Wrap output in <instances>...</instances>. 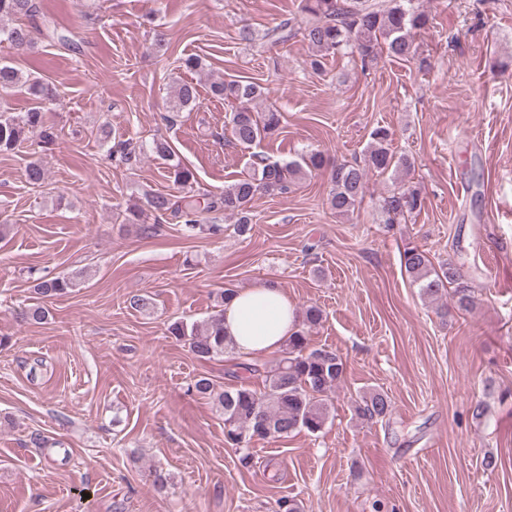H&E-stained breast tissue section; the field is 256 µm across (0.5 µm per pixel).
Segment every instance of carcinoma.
<instances>
[{"label": "carcinoma", "instance_id": "1", "mask_svg": "<svg viewBox=\"0 0 512 512\" xmlns=\"http://www.w3.org/2000/svg\"><path fill=\"white\" fill-rule=\"evenodd\" d=\"M35 12L34 0H0V20L31 17ZM428 22V13L416 6L414 0H300L298 12L268 29L265 38L277 44L301 35L312 50L309 67L319 73L326 58L347 50L357 54L364 66L377 62L379 50L383 48L390 57L413 60L416 56L414 34L425 29ZM0 33L18 48L33 43V31L24 24L3 28ZM22 89L32 96L34 104L27 111L15 114L6 107L7 97ZM211 91L237 103L225 116L224 129L238 144L250 148L280 133L282 113L274 106L260 111L255 108V102L264 96L261 85L224 80L212 83ZM56 98L52 86L15 65L1 62L0 152L12 151L32 137L45 149L55 145L58 129L48 122L46 110ZM197 104L196 86L182 82L176 86L168 111L181 112ZM392 142L391 130L378 126L370 133L363 159L332 166L328 203L334 213L347 215L362 203L369 174H396L411 168L410 159L396 154ZM152 152L170 161L173 183L185 193L178 197L169 193L151 194L147 197V206L158 217L170 212L182 219L184 230L190 234L222 231L221 226L207 223L206 217L208 213L222 211L237 216L236 230L244 235L251 230V202L255 196L286 194L303 174L327 166L320 152H310L301 160L288 163L254 153L250 173L225 186L220 195L200 196L187 191L194 182V174L175 159L167 140L153 139ZM142 154L143 147L130 139L119 140L110 149L112 161L119 166L138 164ZM380 207L386 224L391 226L420 212L424 198L418 188L401 180L387 191ZM402 265L423 297L439 301L452 285L456 307L465 311L472 308V290L455 264L446 262L436 266L424 250L408 245L402 254ZM35 282L38 294L44 298L60 297L77 286L76 278L70 276L37 277ZM47 315L46 307L34 304L22 310L19 318L23 322L40 323ZM322 317V310L317 306L306 308L298 316L296 331L265 375L264 390L257 391L242 384L217 392L206 377L196 379L188 387L192 394L214 399L224 415V441L242 452V466L251 463L249 444L255 437L261 440L286 438L301 431L316 434L324 428L328 419V394L337 387L345 367L336 352L310 347L308 330L319 324ZM168 331L176 340L187 343L200 359L210 360L230 349L224 338L221 311L201 322L175 321ZM355 413L360 418L379 421L391 415L392 406L386 394L368 392L357 401Z\"/></svg>", "mask_w": 512, "mask_h": 512}]
</instances>
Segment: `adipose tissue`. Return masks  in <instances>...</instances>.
<instances>
[{
	"instance_id": "adipose-tissue-1",
	"label": "adipose tissue",
	"mask_w": 512,
	"mask_h": 512,
	"mask_svg": "<svg viewBox=\"0 0 512 512\" xmlns=\"http://www.w3.org/2000/svg\"><path fill=\"white\" fill-rule=\"evenodd\" d=\"M295 320L287 294L268 283L237 290L224 307V333L235 353L245 358L279 351L294 331Z\"/></svg>"
}]
</instances>
